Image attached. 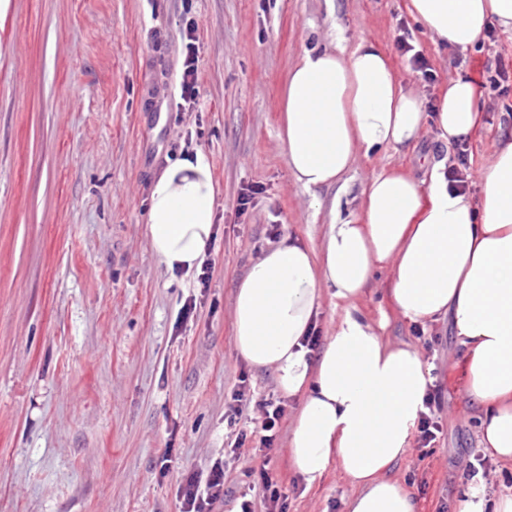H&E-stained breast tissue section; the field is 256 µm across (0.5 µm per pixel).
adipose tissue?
Masks as SVG:
<instances>
[{
    "mask_svg": "<svg viewBox=\"0 0 512 512\" xmlns=\"http://www.w3.org/2000/svg\"><path fill=\"white\" fill-rule=\"evenodd\" d=\"M409 11L439 43L462 50L491 25L512 30V0H410ZM479 97L474 79L457 76L429 116L378 45L307 51L288 72L279 146L308 193L342 191L359 154L410 148L427 120L450 144L479 136ZM479 179L475 200L451 185L444 162L422 182L381 168L364 185L359 216L330 221L319 244L288 238L267 248L234 292L237 352L273 368L282 393L300 400L289 438L294 471L312 485L337 466L357 488L346 512H418L389 472L412 445L432 378L416 349L385 342L360 311L379 268H388L406 321L451 317L481 443L512 462V139L497 146ZM216 201L203 151L156 177L146 234L160 265H201ZM326 293L341 311L314 352L304 338Z\"/></svg>",
    "mask_w": 512,
    "mask_h": 512,
    "instance_id": "1",
    "label": "adipose tissue"
}]
</instances>
